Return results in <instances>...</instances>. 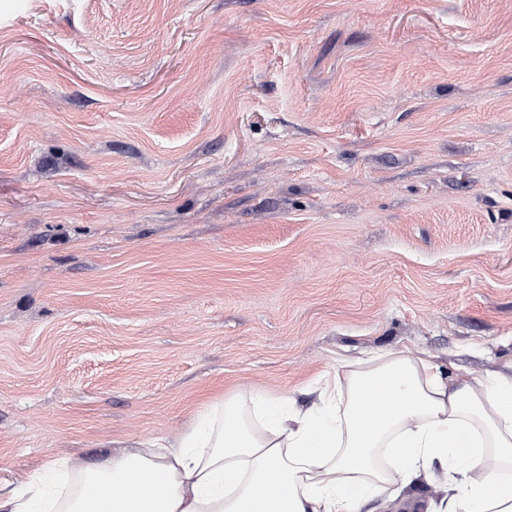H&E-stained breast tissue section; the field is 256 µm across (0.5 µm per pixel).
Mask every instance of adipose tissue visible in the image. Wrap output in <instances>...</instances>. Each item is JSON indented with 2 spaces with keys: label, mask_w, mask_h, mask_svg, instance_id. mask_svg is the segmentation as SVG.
I'll return each instance as SVG.
<instances>
[{
  "label": "adipose tissue",
  "mask_w": 512,
  "mask_h": 512,
  "mask_svg": "<svg viewBox=\"0 0 512 512\" xmlns=\"http://www.w3.org/2000/svg\"><path fill=\"white\" fill-rule=\"evenodd\" d=\"M318 392L300 410L243 389L175 442L49 460L0 488V512H360L437 460L447 494L428 512H512V375L447 378L423 356L380 353Z\"/></svg>",
  "instance_id": "1"
}]
</instances>
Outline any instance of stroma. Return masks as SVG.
<instances>
[{
	"mask_svg": "<svg viewBox=\"0 0 512 512\" xmlns=\"http://www.w3.org/2000/svg\"><path fill=\"white\" fill-rule=\"evenodd\" d=\"M406 350L512 373V0H0L1 486Z\"/></svg>",
	"mask_w": 512,
	"mask_h": 512,
	"instance_id": "obj_1",
	"label": "stroma"
}]
</instances>
